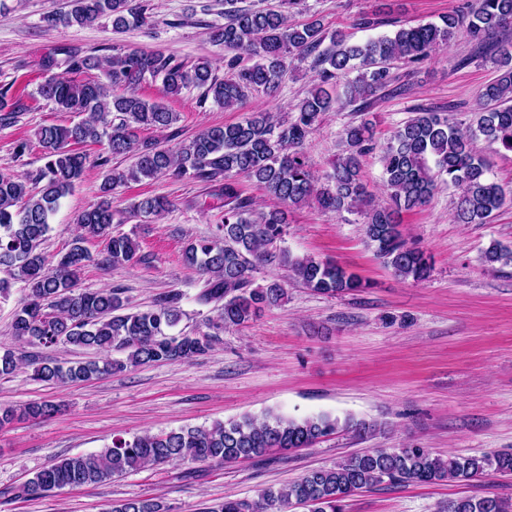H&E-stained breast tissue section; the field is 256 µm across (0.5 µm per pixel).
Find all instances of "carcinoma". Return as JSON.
Wrapping results in <instances>:
<instances>
[{
	"label": "carcinoma",
	"mask_w": 512,
	"mask_h": 512,
	"mask_svg": "<svg viewBox=\"0 0 512 512\" xmlns=\"http://www.w3.org/2000/svg\"><path fill=\"white\" fill-rule=\"evenodd\" d=\"M70 2V10L49 14L46 21L84 26L106 17L117 32L151 22L142 0ZM242 2L224 0V24L210 31L211 42L224 49L225 65L232 71L224 78L213 73L207 59L189 65L160 52L99 56L64 49L68 78L54 73L59 66L55 56L43 60L45 77L37 96L79 120L35 130L44 160L35 175L0 173V272L4 273L0 298L8 297L14 282L25 283L27 296L12 320V336L21 345L48 348L61 343L98 354L112 350L124 357L60 362L8 348L0 354V377L27 367L32 369V379L50 385L84 382L142 365L192 360L212 349V334L171 333L182 316L179 291L160 293L151 305L129 312L123 289L78 286L82 269L93 261L102 267L143 261L138 242L126 234H112V225L124 223L127 215L158 218L169 212L171 202L161 196L114 209L112 194L132 182L167 176L204 182L211 186V196L222 202L219 233L194 240L184 252L185 263L204 280L197 300L214 305L217 316L211 326L217 330L242 326L284 300L286 289L280 280L254 285L256 267L273 259L289 277L316 293L338 295L368 287L332 260L272 251L284 233L289 207L312 200L328 212L362 216L365 242L376 256L397 276L419 282L429 277L431 263L424 252L403 239L398 229L402 214L426 206L440 182L456 191L452 213L456 224H486L503 205V188L492 179L475 142L482 138L496 150L512 153L509 46L501 47L492 58L500 75L481 93L468 129L458 128L445 112L418 109L393 132L382 147L387 202H376L368 191L361 166L362 159L377 148V116L371 108L395 81L390 63H421L448 46L461 29L476 45L485 46L512 29V0H475L471 7L441 17L439 24L401 28L362 45L349 44L341 31L327 33L319 18L294 22V13L305 8L306 0H280L276 7ZM307 60L315 80L286 120L256 111L236 123L206 127L175 147L139 136L144 129L164 132L179 120V113L168 105L139 93L146 83H160L168 99L199 89L200 101L233 109L256 94H274L294 62ZM335 84L343 87L336 97L329 92ZM349 107L357 120L345 128L333 172L320 184L303 146L324 113ZM28 108L25 95L0 93V124H11ZM90 144H103L104 151L93 157L83 150ZM129 154L134 163L108 170L100 200L77 214L80 232L68 250L58 257L45 256L40 245L51 230L49 218L60 200L89 167L106 166L112 158ZM239 177L263 187L270 199L267 209H254L238 187ZM89 237L106 240L98 259L84 246ZM483 258L491 267L512 266V249L496 243ZM57 410L51 401L3 409L0 426L18 417L48 418ZM340 429L364 437L373 434L376 425L328 413L296 419L269 411L261 418L245 415L209 427L146 432L130 439L119 436L98 452L54 461L36 472L18 494L47 495L171 463L255 460L277 451L309 448ZM511 474L512 451L508 450L443 457L415 446L373 448L331 467L310 470L280 488H265L254 499L226 497L203 512H275L303 498L311 501V512H344L347 499L364 489L450 481L468 484ZM110 512H168V506L157 497H135L113 503ZM442 512H512V494L460 496L443 504Z\"/></svg>",
	"instance_id": "obj_1"
}]
</instances>
